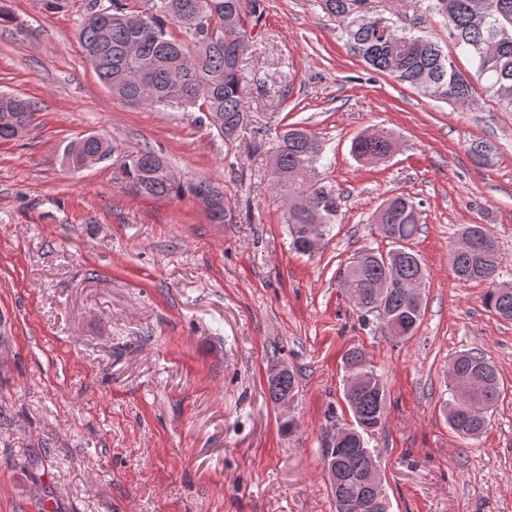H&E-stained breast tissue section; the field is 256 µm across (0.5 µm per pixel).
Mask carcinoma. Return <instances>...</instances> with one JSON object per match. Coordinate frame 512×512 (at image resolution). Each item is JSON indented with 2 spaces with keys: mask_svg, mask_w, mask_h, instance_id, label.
Listing matches in <instances>:
<instances>
[{
  "mask_svg": "<svg viewBox=\"0 0 512 512\" xmlns=\"http://www.w3.org/2000/svg\"><path fill=\"white\" fill-rule=\"evenodd\" d=\"M323 2L345 25L350 51L373 70L463 105L473 98V80L483 81L500 110L512 112V0H423L426 12L448 22L450 38L470 57L472 75L457 69L426 36L385 18H375L368 25L358 23L366 0ZM259 8L258 0H149L143 10L123 0H109L107 6L102 0H86L77 36L84 57L112 95L150 108L172 103L193 108L228 143L240 131L248 110L239 55L251 39L246 18ZM201 11L211 19L212 34L198 38L196 20ZM228 14L245 21L227 28ZM175 27L180 34L173 32ZM33 112L31 101L1 93L0 114L8 113L12 120L0 122V140L25 137ZM393 149V139L384 134L363 135L351 145L352 154L368 162L385 158ZM116 151L110 138L91 134L69 144L64 159L80 168ZM324 151L316 134L293 126L280 136L273 154L272 184L285 207L290 246L300 254L307 253L311 239L326 235L342 206L343 197L318 176ZM122 174L149 197H192L213 224L234 220L223 186L210 179L181 180L153 148L133 152ZM373 223L393 248L385 255L362 250L347 266L343 286L359 294L355 307L361 320L372 315L385 335L406 340L415 334L423 316L422 309L410 306L405 293L409 284L426 279L422 259L408 246L420 230L418 204L406 195H392L376 210ZM450 259L457 278L487 284V307L511 321L512 283L497 279L502 263L498 246L453 252ZM342 361L344 397L355 425L344 441L327 439L325 447H333L334 452L323 456V464L336 462V480L331 482L336 512H360V502L370 497L366 477L376 464L366 437L385 425L388 390L363 351L352 349ZM449 368L469 380V390L461 393L457 384L449 386L444 409L448 425L462 439L478 437L499 397L497 369L479 352L455 355ZM267 386L275 404L287 394L294 397L296 373L289 369Z\"/></svg>",
  "mask_w": 512,
  "mask_h": 512,
  "instance_id": "obj_1",
  "label": "carcinoma"
}]
</instances>
